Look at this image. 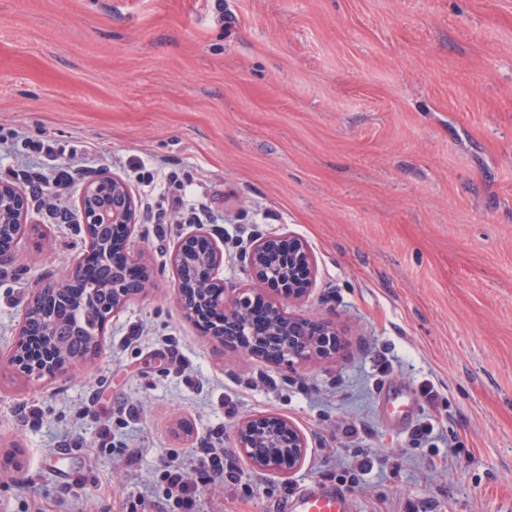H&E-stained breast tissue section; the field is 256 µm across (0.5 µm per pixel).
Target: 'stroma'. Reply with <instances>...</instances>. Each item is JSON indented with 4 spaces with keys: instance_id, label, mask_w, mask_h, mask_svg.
<instances>
[{
    "instance_id": "1",
    "label": "stroma",
    "mask_w": 512,
    "mask_h": 512,
    "mask_svg": "<svg viewBox=\"0 0 512 512\" xmlns=\"http://www.w3.org/2000/svg\"><path fill=\"white\" fill-rule=\"evenodd\" d=\"M216 1L0 0V180L121 177L150 269L88 364L16 372L25 303L88 246L32 202L39 233L0 267V512H171L163 461L208 444L233 473L196 479L199 512H280L312 482L355 512H512V0ZM196 223L229 287L258 236L306 243L284 308L330 321L335 359L286 366L187 320L172 255ZM391 382L437 398L387 423ZM267 414L305 439L292 474L236 452Z\"/></svg>"
}]
</instances>
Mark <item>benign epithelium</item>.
<instances>
[{
  "label": "benign epithelium",
  "instance_id": "benign-epithelium-1",
  "mask_svg": "<svg viewBox=\"0 0 512 512\" xmlns=\"http://www.w3.org/2000/svg\"><path fill=\"white\" fill-rule=\"evenodd\" d=\"M77 212L86 239L96 229L121 225L132 229L139 221L137 205L129 185L121 178L107 173L87 181L80 189ZM28 220V200L23 190L14 183L0 181V265L15 259L16 239L1 233L5 225L25 224ZM253 270L256 288H244L230 295L224 282L217 277L223 263V251L205 232L197 228L182 238L172 257L179 269L188 267L204 278L207 292L186 301L190 291L179 283L180 301L187 319L194 323L210 319L216 325L210 335L219 342L226 336H237L247 351L255 354L275 352L273 359L287 363L303 361L314 355L329 359L336 355L334 335L330 323L292 316L275 303L267 305V330L255 333L250 318L253 304L263 288L275 291L291 300L307 291L314 260L301 242L285 243L275 236H260L252 247L241 254ZM66 288H82V305L97 302V282L84 274L83 263H78L72 274L38 289L28 307L41 299L45 303L42 335L52 336L56 321L55 305ZM111 302L99 306L101 322L107 323L133 296V283L123 271L113 268L112 280L106 284ZM27 320H22L18 341L7 355V363L29 377L66 374L84 362L59 354L45 353L42 341H33L26 333ZM238 447L251 466L261 472L291 474L302 463L306 444L303 436L286 420L270 415H259L243 421L236 430Z\"/></svg>",
  "mask_w": 512,
  "mask_h": 512
}]
</instances>
